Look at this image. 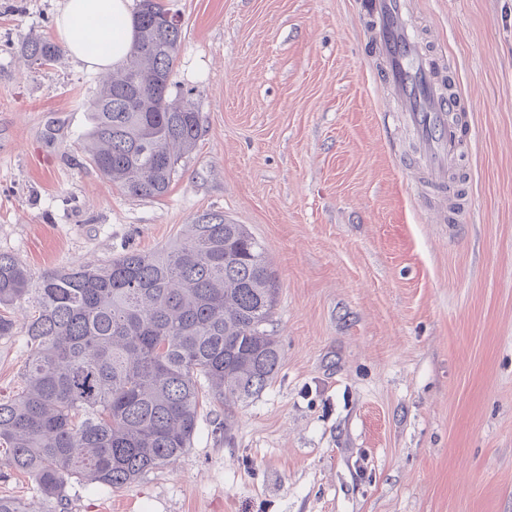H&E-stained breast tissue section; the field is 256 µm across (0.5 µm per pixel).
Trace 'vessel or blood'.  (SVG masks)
<instances>
[{
  "label": "vessel or blood",
  "instance_id": "obj_1",
  "mask_svg": "<svg viewBox=\"0 0 512 512\" xmlns=\"http://www.w3.org/2000/svg\"><path fill=\"white\" fill-rule=\"evenodd\" d=\"M366 11L382 79L414 130L421 150L416 164L440 193V217L466 213L458 162L470 142L458 124L464 103L441 75L439 56L427 54L411 27L406 0H369Z\"/></svg>",
  "mask_w": 512,
  "mask_h": 512
}]
</instances>
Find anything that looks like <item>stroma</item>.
<instances>
[{"label": "stroma", "mask_w": 512, "mask_h": 512, "mask_svg": "<svg viewBox=\"0 0 512 512\" xmlns=\"http://www.w3.org/2000/svg\"><path fill=\"white\" fill-rule=\"evenodd\" d=\"M162 3L182 25L171 91L203 132L141 198L82 148L100 74L22 52L55 39L59 0H0V251L36 279L224 214L266 249L281 366L259 397L204 405L174 464L69 483L57 512H512V0L410 4L468 103L459 224L414 175L362 0ZM31 312L0 340V395L22 384ZM0 495L46 508L1 453Z\"/></svg>", "instance_id": "1"}]
</instances>
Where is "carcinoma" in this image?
<instances>
[{
    "label": "carcinoma",
    "mask_w": 512,
    "mask_h": 512,
    "mask_svg": "<svg viewBox=\"0 0 512 512\" xmlns=\"http://www.w3.org/2000/svg\"><path fill=\"white\" fill-rule=\"evenodd\" d=\"M166 15L140 0L129 54L103 79L83 140L101 175L135 197L165 195L201 135L195 103L170 97L182 30ZM61 52L23 43L40 65ZM277 293L263 245L220 213L160 251L51 269L36 283L0 252V339L15 335V304L33 309L22 390L0 398L6 464L35 479L49 512L73 478L119 490L168 466L191 447L205 401L255 398L279 372L265 330Z\"/></svg>",
    "instance_id": "obj_1"
}]
</instances>
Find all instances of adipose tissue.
Instances as JSON below:
<instances>
[{"mask_svg": "<svg viewBox=\"0 0 512 512\" xmlns=\"http://www.w3.org/2000/svg\"><path fill=\"white\" fill-rule=\"evenodd\" d=\"M56 30L74 60L107 71L131 45L132 0H62Z\"/></svg>", "mask_w": 512, "mask_h": 512, "instance_id": "adipose-tissue-1", "label": "adipose tissue"}]
</instances>
